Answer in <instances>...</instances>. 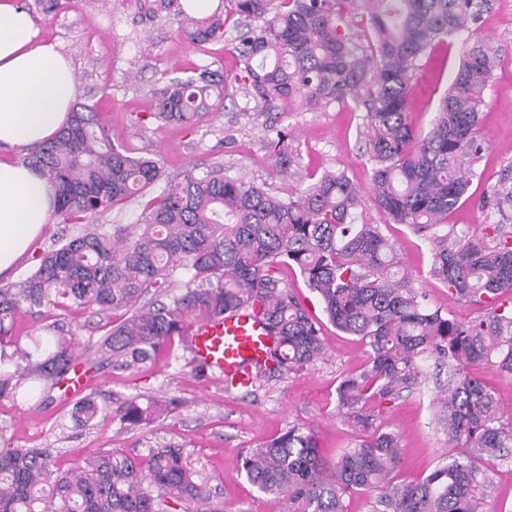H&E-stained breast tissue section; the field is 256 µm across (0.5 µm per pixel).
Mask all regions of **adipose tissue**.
Masks as SVG:
<instances>
[{"label":"adipose tissue","instance_id":"1","mask_svg":"<svg viewBox=\"0 0 512 512\" xmlns=\"http://www.w3.org/2000/svg\"><path fill=\"white\" fill-rule=\"evenodd\" d=\"M74 66L39 40L32 16L0 0V145L50 140L75 101ZM52 185L31 166L0 160V273L13 269L50 221Z\"/></svg>","mask_w":512,"mask_h":512}]
</instances>
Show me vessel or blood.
<instances>
[{"label": "vessel or blood", "instance_id": "obj_1", "mask_svg": "<svg viewBox=\"0 0 512 512\" xmlns=\"http://www.w3.org/2000/svg\"><path fill=\"white\" fill-rule=\"evenodd\" d=\"M197 361L213 366L235 382H246L254 365L263 363L270 337L246 311L225 314L223 320L196 322L188 329Z\"/></svg>", "mask_w": 512, "mask_h": 512}]
</instances>
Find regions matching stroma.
Returning a JSON list of instances; mask_svg holds the SVG:
<instances>
[{"mask_svg":"<svg viewBox=\"0 0 512 512\" xmlns=\"http://www.w3.org/2000/svg\"><path fill=\"white\" fill-rule=\"evenodd\" d=\"M28 11L42 39L57 42L75 68L80 101L95 106L112 141L154 153L166 175L182 177L191 168L223 167L226 174L266 186L276 194L304 188L321 173L342 170L369 191L372 167L359 147L363 111L332 105L310 112L299 104H282L270 112H243V96L236 85L224 91L219 110L195 123L162 122L154 117L151 90L172 78H185L207 67L234 74L232 51L238 19L229 16L223 38L197 48L181 32L182 19L174 11H155L154 0H66L57 12L44 13L36 0H16ZM499 52L498 66L485 91L486 105L478 133L487 149L469 187L449 215V223L470 231L492 219L479 200L498 184L512 166V0H493L492 12L480 30ZM461 39L444 50L432 51L413 79L410 98L415 130L426 133L441 96L449 87L461 60ZM290 129L299 142L298 173L283 179L271 164L265 147L264 127ZM366 217L384 224L375 207ZM385 234L402 256L407 272L426 295L429 306L467 322L483 318V306L449 295L429 274L430 247L406 225L384 224ZM78 224L50 223L25 257L0 281L24 279L36 258L61 236L79 234ZM296 294L305 298L320 320L325 347L323 358L307 369L280 376L256 388L226 390L220 376L198 377L188 357L171 360L162 355L135 371L105 366L86 385L99 400L118 407L133 398L154 397L173 409L136 430L121 427L112 416L92 426L69 422L74 400L55 389H43L40 399L0 398V425L11 445L48 448L56 467L67 470L105 448L140 458L161 448H179L189 468L204 480L212 502L221 512H281L277 499L252 486L242 468L247 449L257 447L295 424L315 435L327 462H335L342 449L352 447L357 431L337 408L336 387L342 377L360 369L369 347L360 337L338 331L323 316L315 294L297 268L282 271ZM122 319L121 313L99 314L89 308L54 307L43 314L18 313L6 354L30 346L34 336L50 339L60 333L75 336L77 346L99 337ZM421 384L395 400H376L368 410L382 430L396 433L404 450L397 478L415 483L447 458L451 446L433 422L432 401L448 384L447 367L434 360L421 361ZM493 393L502 422L512 427V377L490 363L464 365ZM487 479L483 488L484 512H512V449L503 457L484 460Z\"/></svg>","mask_w":512,"mask_h":512,"instance_id":"35a3bbf8","label":"stroma"}]
</instances>
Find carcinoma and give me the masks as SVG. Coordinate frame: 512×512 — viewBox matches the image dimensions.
<instances>
[{
    "label": "carcinoma",
    "mask_w": 512,
    "mask_h": 512,
    "mask_svg": "<svg viewBox=\"0 0 512 512\" xmlns=\"http://www.w3.org/2000/svg\"><path fill=\"white\" fill-rule=\"evenodd\" d=\"M245 24L235 47L239 64L229 80L245 97L244 111L268 112L277 102L313 110L353 103L365 112L360 142L372 165L371 202L387 224H405L432 246L430 276L448 293L488 308L465 323L428 306L381 225L362 211V192L343 171L323 173L286 196L230 177L223 169L164 176L149 154L113 144L91 105L77 102L66 125L48 142L26 148L23 162L55 187L51 219L85 224L88 231L43 252L17 284L0 285V336L12 335L23 309L75 305L99 313L122 310L125 319L99 340L88 339L85 359L74 339L16 359L0 358V398L30 380L67 395L65 380L110 363L135 369L174 339L191 351L188 326L238 309L249 310L274 339L270 365L254 382L314 365L324 353L320 324L283 278L296 267L336 329L366 340L367 363L343 377L337 402L365 435L327 465L314 434L290 425L250 449L248 481L284 502L283 512H345L344 496L375 492L373 512H482L479 488L486 457L512 448L486 385L461 371L465 362H492L512 375V178L483 201L498 215L480 232L448 229V214L467 194L486 151L477 129L496 50L477 37L463 45L452 84L441 97L429 131L408 120L412 80L440 43L485 22L491 0H225ZM361 9L370 40L349 28ZM220 10L187 19L182 29L196 47L224 37ZM224 73L202 69L186 80L152 89L158 118L192 122L223 104ZM265 144L277 171L296 175L298 151L288 129L265 126ZM160 187L138 224H99L121 203ZM448 366V387L434 422L458 455L423 480H396L402 448L389 431H369L366 404L391 400L419 384L417 361ZM170 405L125 401L115 413L125 428L149 424ZM106 412L96 398H78L71 420L88 426ZM212 512L210 493L182 452L163 448L145 461L111 448L76 471L52 469L48 448H0V512Z\"/></svg>",
    "instance_id": "1"
}]
</instances>
